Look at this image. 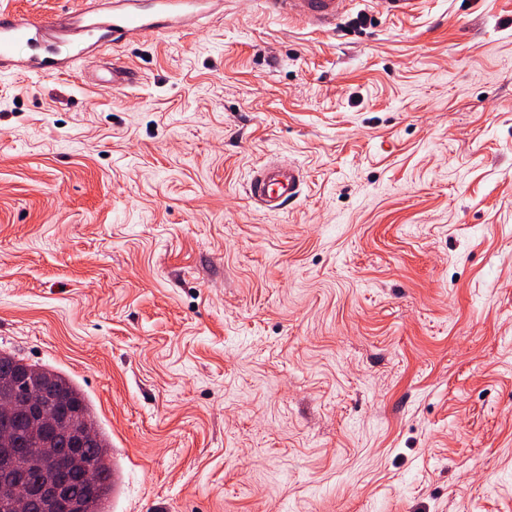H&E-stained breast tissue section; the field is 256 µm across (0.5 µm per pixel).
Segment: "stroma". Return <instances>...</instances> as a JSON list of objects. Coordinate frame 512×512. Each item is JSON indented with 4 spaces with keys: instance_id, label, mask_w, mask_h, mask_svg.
Returning a JSON list of instances; mask_svg holds the SVG:
<instances>
[{
    "instance_id": "35a3bbf8",
    "label": "stroma",
    "mask_w": 512,
    "mask_h": 512,
    "mask_svg": "<svg viewBox=\"0 0 512 512\" xmlns=\"http://www.w3.org/2000/svg\"><path fill=\"white\" fill-rule=\"evenodd\" d=\"M0 350L88 397L109 512H512V0L0 71ZM107 72L109 76L102 77L101 81L111 85L114 89L124 88L138 80L137 72L127 65L121 67L112 65V68H108ZM300 182L298 166L268 162L254 171L247 191L254 203L268 211H281L298 197Z\"/></svg>"
}]
</instances>
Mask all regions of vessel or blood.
<instances>
[{
    "instance_id": "b4317fda",
    "label": "vessel or blood",
    "mask_w": 512,
    "mask_h": 512,
    "mask_svg": "<svg viewBox=\"0 0 512 512\" xmlns=\"http://www.w3.org/2000/svg\"><path fill=\"white\" fill-rule=\"evenodd\" d=\"M206 0H83L73 19L39 21L21 12L0 11V69L30 67L37 72L62 74L73 59L87 56L103 44L118 42L128 34H160L165 19L192 12ZM341 0H263L265 11L301 22L316 30L333 26L340 18ZM301 170L293 164L268 162L257 168L248 184L251 200L269 211L284 210L299 195Z\"/></svg>"
}]
</instances>
